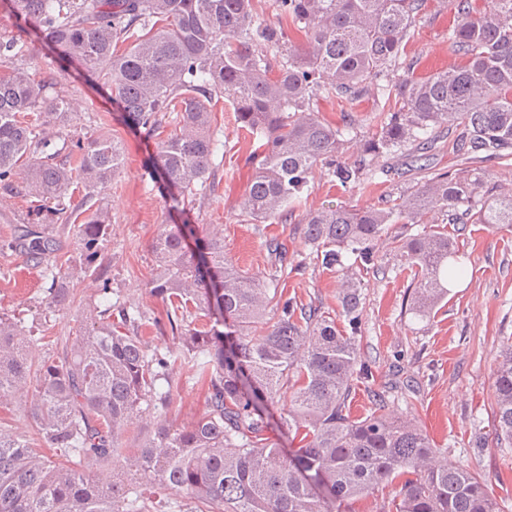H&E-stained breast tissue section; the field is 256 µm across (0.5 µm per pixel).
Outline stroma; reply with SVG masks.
Instances as JSON below:
<instances>
[{
	"mask_svg": "<svg viewBox=\"0 0 512 512\" xmlns=\"http://www.w3.org/2000/svg\"><path fill=\"white\" fill-rule=\"evenodd\" d=\"M448 20L443 0H426L424 17L405 47L406 58L415 63V76L457 63L448 40ZM18 62L35 81L52 80V95L74 104L70 121L50 131L45 154L61 161L76 141L106 135L121 142L126 159L91 202H84L79 192L71 198L74 213L89 204L107 211L112 231L99 245L98 273L71 278V302L62 309L49 306V290L61 268L81 265L78 243L59 221L53 227L60 241L55 259L36 265L7 249L5 242L16 226L30 223L42 203L27 195L21 180H14L9 190L0 189V316L16 319L32 337L30 355L36 362L61 353L60 337L79 325L84 312L109 306L136 315L146 350L178 352L181 345L169 327L154 325L155 320L165 319L170 304L150 291L155 266L150 242L159 225L180 223L185 216L194 224L222 228L224 252L242 271L275 281L284 297L319 305L331 317H339L340 278L312 259L303 234L305 211L340 202L379 205L397 189L421 182L427 173L455 169L459 162L451 139L444 137L434 145L396 156L397 173L383 184L344 187L319 171L303 207L264 224H248L240 216V202L251 175L245 159L255 142L238 123L231 104L215 99L209 109L212 130L221 145L212 158V185L189 196L181 216L144 179L142 169L157 137L174 129L175 113L166 114L153 137L122 120L101 77H87L61 60L45 41L29 40ZM383 105L381 99L364 96L348 107L324 96L315 110L334 125L342 124L344 114H351L366 133ZM403 231L402 225H391L377 244L379 271L362 277L357 338L373 378L369 385L353 390L351 412L369 414L374 406L372 392H385L391 409L414 417L436 447L447 449L449 463L481 473L490 496L503 512H512V447L497 444L493 437L492 402L496 360L503 344L512 339V230L464 225L458 237L464 271L449 283L447 298L424 321L410 311V279L395 243ZM274 243L282 244L281 256L272 254ZM204 408L202 386L189 380L186 371L176 372L166 420L184 425Z\"/></svg>",
	"mask_w": 512,
	"mask_h": 512,
	"instance_id": "1",
	"label": "stroma"
}]
</instances>
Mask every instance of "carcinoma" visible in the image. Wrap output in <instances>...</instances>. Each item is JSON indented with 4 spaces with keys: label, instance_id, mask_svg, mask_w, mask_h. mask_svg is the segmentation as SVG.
I'll list each match as a JSON object with an SVG mask.
<instances>
[{
    "label": "carcinoma",
    "instance_id": "1",
    "mask_svg": "<svg viewBox=\"0 0 512 512\" xmlns=\"http://www.w3.org/2000/svg\"><path fill=\"white\" fill-rule=\"evenodd\" d=\"M21 31L48 42L107 86L132 127H157L162 112L179 111V129L157 143L144 175L183 215L162 224L151 242V292L168 299L177 355L147 354L141 337L112 329L105 316L85 317L56 357L33 363L29 337L0 316V405L36 377L30 411L37 442L60 451L54 462L27 437L0 426V512H343L349 504L393 487L376 512H502L483 477L442 460V449L418 423L389 410L355 418L348 400L372 370L356 339L362 273L376 267V245L392 224H419L430 212L443 224L512 228V188L505 190L477 163L512 157V0L489 11L473 0H448V41L460 63L424 78L404 57L424 0H272L278 23L253 13L252 0H9ZM129 42L124 53L113 46ZM16 40L0 42V184L15 176L53 207L23 224L9 247L48 260L60 241L48 231L67 214L70 190L90 198L124 162L109 137L76 142L67 162L24 157L42 144L44 126L66 119V103L48 85L13 65ZM322 94L350 104L367 94L395 100L380 113L361 151L344 156L352 117L322 122L313 103ZM227 99L242 127L262 138L246 164L253 173L240 207L266 223L294 210L316 169L343 186L390 176L381 162L396 152L455 132L461 168L432 173L383 206H337L308 212L304 238L322 266L339 272L349 328L321 308L267 288L224 255V237L199 234L184 216L185 196L206 188L218 140L207 102ZM87 261L110 225L100 211L70 225ZM415 269L410 310L431 316L462 274L455 236L424 230L398 239ZM355 265L345 264L347 254ZM65 272L51 303L69 300ZM195 310L200 328H178L172 313ZM272 316L261 336L253 328ZM206 389V410L185 426L159 423L154 436L126 438L144 407H170L177 368ZM289 404L277 427L298 441L285 450L267 437L273 408ZM494 435L512 446V342L494 368ZM100 466L96 474L86 463Z\"/></svg>",
    "mask_w": 512,
    "mask_h": 512
}]
</instances>
